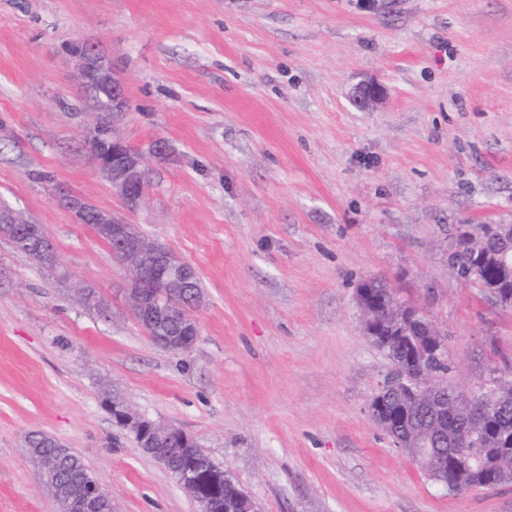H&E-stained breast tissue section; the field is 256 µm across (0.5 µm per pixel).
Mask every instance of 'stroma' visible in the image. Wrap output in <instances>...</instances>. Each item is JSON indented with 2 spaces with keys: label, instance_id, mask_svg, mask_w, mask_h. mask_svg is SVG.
Returning <instances> with one entry per match:
<instances>
[{
  "label": "stroma",
  "instance_id": "1",
  "mask_svg": "<svg viewBox=\"0 0 512 512\" xmlns=\"http://www.w3.org/2000/svg\"><path fill=\"white\" fill-rule=\"evenodd\" d=\"M83 41L126 87L133 211L86 148ZM364 79L385 92L367 111L348 97ZM57 183L195 268L190 352L148 335ZM0 201L57 255L50 271L0 238V512H61L35 432L112 512H196L114 397L192 436L261 512H512V484L448 492L373 420L390 363L355 301L376 277L422 307L462 391L512 369V308L448 263L459 225L512 222V0H0ZM54 440L43 433H33L28 439L29 452L38 458L55 456L60 453V449L63 447H58L60 444Z\"/></svg>",
  "mask_w": 512,
  "mask_h": 512
}]
</instances>
